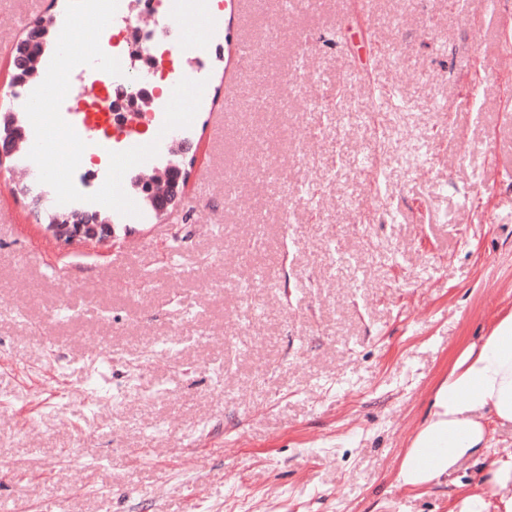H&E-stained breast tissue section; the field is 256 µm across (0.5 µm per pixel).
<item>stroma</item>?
<instances>
[{"label":"stroma","mask_w":512,"mask_h":512,"mask_svg":"<svg viewBox=\"0 0 512 512\" xmlns=\"http://www.w3.org/2000/svg\"><path fill=\"white\" fill-rule=\"evenodd\" d=\"M66 3L0 0V113L17 43ZM242 34L229 106L207 36L160 226L60 244L0 171V512H450L479 481L474 458L398 473L512 310V13L249 0Z\"/></svg>","instance_id":"stroma-1"}]
</instances>
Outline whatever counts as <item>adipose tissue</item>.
Returning a JSON list of instances; mask_svg holds the SVG:
<instances>
[{
	"label": "adipose tissue",
	"instance_id": "1",
	"mask_svg": "<svg viewBox=\"0 0 512 512\" xmlns=\"http://www.w3.org/2000/svg\"><path fill=\"white\" fill-rule=\"evenodd\" d=\"M491 423L512 424V311L453 362L401 465L400 480L424 485L461 460L486 454ZM492 506L512 512V456L491 460L485 477L458 497L453 512H488Z\"/></svg>",
	"mask_w": 512,
	"mask_h": 512
}]
</instances>
